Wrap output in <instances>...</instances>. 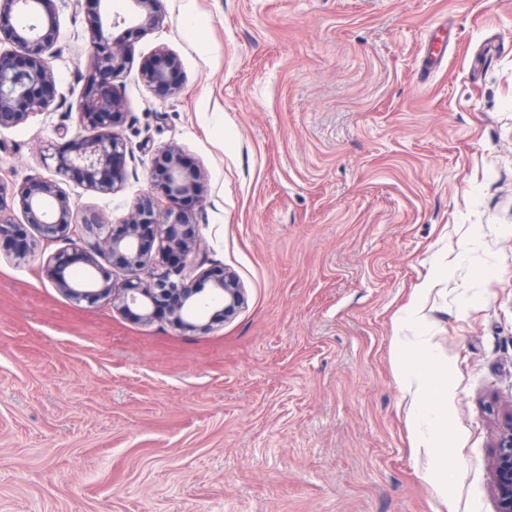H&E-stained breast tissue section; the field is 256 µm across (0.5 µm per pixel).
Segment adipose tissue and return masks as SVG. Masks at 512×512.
<instances>
[{
    "label": "adipose tissue",
    "instance_id": "adipose-tissue-1",
    "mask_svg": "<svg viewBox=\"0 0 512 512\" xmlns=\"http://www.w3.org/2000/svg\"><path fill=\"white\" fill-rule=\"evenodd\" d=\"M392 370L411 396L407 423L412 451L430 460L425 477L437 494H444L448 475L436 462L448 453V406L452 399L448 370L435 358L428 340L411 341L403 336L394 342Z\"/></svg>",
    "mask_w": 512,
    "mask_h": 512
}]
</instances>
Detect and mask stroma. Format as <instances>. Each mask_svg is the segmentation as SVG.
<instances>
[{
  "label": "stroma",
  "mask_w": 512,
  "mask_h": 512,
  "mask_svg": "<svg viewBox=\"0 0 512 512\" xmlns=\"http://www.w3.org/2000/svg\"><path fill=\"white\" fill-rule=\"evenodd\" d=\"M120 80L125 179L57 177L93 0H57L59 106L0 129V179H58L123 223L158 150L207 174L187 201L245 304L209 331L75 303L59 248L0 250V512H496L512 407V0H161ZM181 89L148 86L159 49ZM445 274L405 306L436 264ZM448 363V497L423 474L394 331ZM490 470L496 512H512V408L497 435Z\"/></svg>",
  "instance_id": "obj_1"
}]
</instances>
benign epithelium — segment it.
<instances>
[{"mask_svg": "<svg viewBox=\"0 0 512 512\" xmlns=\"http://www.w3.org/2000/svg\"><path fill=\"white\" fill-rule=\"evenodd\" d=\"M86 28L92 55L78 101V114L93 134L55 147L56 173L78 172L87 187L109 194L124 181L126 142L115 132L124 120V104L115 81L126 70L134 42L164 20L161 0H130L133 19L111 17L109 0H96ZM29 18L26 23L17 21ZM124 26L122 33L112 30ZM59 24L56 0H0V43L14 49L0 51V129L13 128L56 101L50 60L57 51ZM178 58L165 50L143 69L144 80L156 90L179 89L174 75ZM153 175L167 200L160 209L145 195L133 205L121 229L91 214L76 222L75 210L59 183L41 176L18 186L0 181V242L10 243L19 258L29 255L33 242L26 227L45 240H66L68 246L50 256L43 273L63 294L76 302H110L126 314L149 323L166 317L184 331L206 330L235 314L245 303L237 276L226 268L191 271L206 262L198 224L182 207L186 198L203 199L205 174L187 169L180 149L168 146L154 159ZM19 207L24 223L14 217ZM126 273L115 286L101 263ZM496 512H512V409L497 435L490 461Z\"/></svg>", "mask_w": 512, "mask_h": 512, "instance_id": "benign-epithelium-1", "label": "benign epithelium"}]
</instances>
